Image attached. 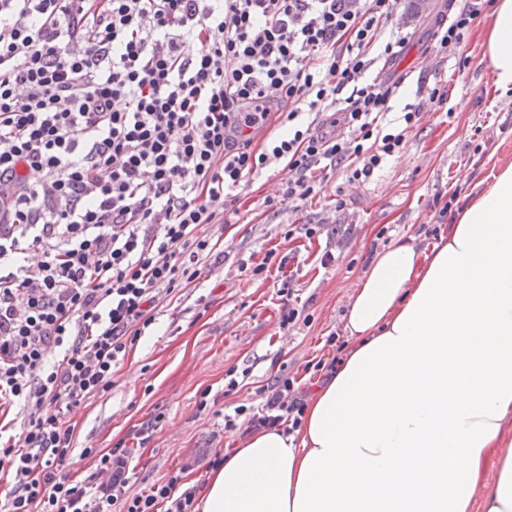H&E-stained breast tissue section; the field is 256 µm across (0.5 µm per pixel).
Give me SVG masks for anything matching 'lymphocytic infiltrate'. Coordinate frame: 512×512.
Masks as SVG:
<instances>
[{"instance_id":"1","label":"lymphocytic infiltrate","mask_w":512,"mask_h":512,"mask_svg":"<svg viewBox=\"0 0 512 512\" xmlns=\"http://www.w3.org/2000/svg\"><path fill=\"white\" fill-rule=\"evenodd\" d=\"M399 0H0V512H194L180 477L127 498V455L99 451L72 482L61 414L107 390L128 344L213 253L206 224L267 166L302 207L326 170L362 182L416 110L363 77L375 45L407 42ZM286 137L255 145L268 124ZM343 135H336V127ZM40 260H32L33 251ZM288 380L249 430L299 420Z\"/></svg>"}]
</instances>
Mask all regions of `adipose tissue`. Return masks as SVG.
I'll list each match as a JSON object with an SVG mask.
<instances>
[{
	"instance_id": "1",
	"label": "adipose tissue",
	"mask_w": 512,
	"mask_h": 512,
	"mask_svg": "<svg viewBox=\"0 0 512 512\" xmlns=\"http://www.w3.org/2000/svg\"><path fill=\"white\" fill-rule=\"evenodd\" d=\"M484 53L512 90V0ZM343 319L297 428L249 435L196 512H512V162L438 241L378 251Z\"/></svg>"
}]
</instances>
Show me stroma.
<instances>
[{
	"mask_svg": "<svg viewBox=\"0 0 512 512\" xmlns=\"http://www.w3.org/2000/svg\"><path fill=\"white\" fill-rule=\"evenodd\" d=\"M450 9L477 13L463 63L433 38ZM492 10L493 0H401L395 20L410 40L396 59H374L365 78L402 77L393 111L420 110L403 146L367 181L333 171L320 196L297 210L280 201L290 178L284 166L246 185L230 223L204 226L216 249L196 280L160 303L120 358L111 388L65 415L73 430L65 472L85 478L95 459L83 448H112L154 419L150 440L129 459L130 495L177 473L201 481L209 457L239 447L245 434L225 430V415L257 406L261 386L277 377L309 393L322 377L315 364L330 365L345 351L349 290L374 254L410 236L432 244L512 161V91L495 87L483 56ZM435 87L447 93L444 106L428 100ZM261 262L267 275L250 276L248 267ZM287 306L299 316L284 329Z\"/></svg>",
	"mask_w": 512,
	"mask_h": 512,
	"instance_id": "35a3bbf8",
	"label": "stroma"
}]
</instances>
